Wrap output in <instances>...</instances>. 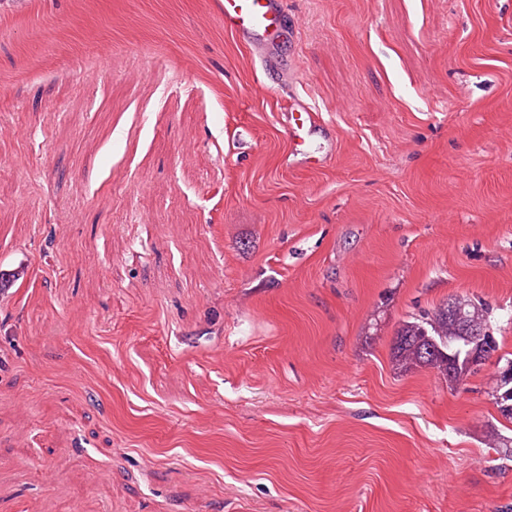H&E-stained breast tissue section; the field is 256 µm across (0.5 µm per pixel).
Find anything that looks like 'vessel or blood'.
<instances>
[{
    "label": "vessel or blood",
    "mask_w": 512,
    "mask_h": 512,
    "mask_svg": "<svg viewBox=\"0 0 512 512\" xmlns=\"http://www.w3.org/2000/svg\"><path fill=\"white\" fill-rule=\"evenodd\" d=\"M220 3L225 31L258 47L263 55H270L283 41L287 26L280 0H220ZM312 124L311 107L304 101L294 100L288 121V135L294 142L292 156L310 157L303 133Z\"/></svg>",
    "instance_id": "vessel-or-blood-1"
}]
</instances>
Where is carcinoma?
<instances>
[{
  "label": "carcinoma",
  "instance_id": "obj_1",
  "mask_svg": "<svg viewBox=\"0 0 512 512\" xmlns=\"http://www.w3.org/2000/svg\"><path fill=\"white\" fill-rule=\"evenodd\" d=\"M457 305L463 308L469 324L491 330L489 307L464 298L457 299ZM460 336V326L441 305L401 325L392 346V362L402 372L433 369L448 380V386L455 387L476 372L466 353L459 352Z\"/></svg>",
  "mask_w": 512,
  "mask_h": 512
}]
</instances>
